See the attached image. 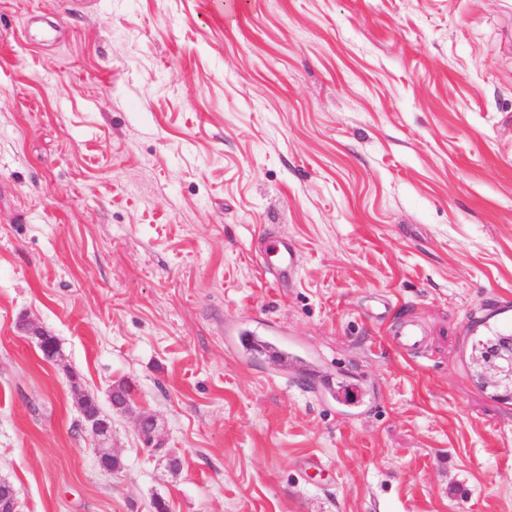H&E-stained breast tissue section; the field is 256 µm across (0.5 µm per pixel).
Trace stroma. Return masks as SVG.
Wrapping results in <instances>:
<instances>
[{
	"mask_svg": "<svg viewBox=\"0 0 512 512\" xmlns=\"http://www.w3.org/2000/svg\"><path fill=\"white\" fill-rule=\"evenodd\" d=\"M406 317L421 356L387 341ZM484 324L512 325V0H0L18 512H512ZM119 382L110 473L74 392L110 411ZM266 257L268 262L275 267L280 279L288 282L297 265L293 248L285 241L273 240L267 245Z\"/></svg>",
	"mask_w": 512,
	"mask_h": 512,
	"instance_id": "obj_1",
	"label": "stroma"
}]
</instances>
